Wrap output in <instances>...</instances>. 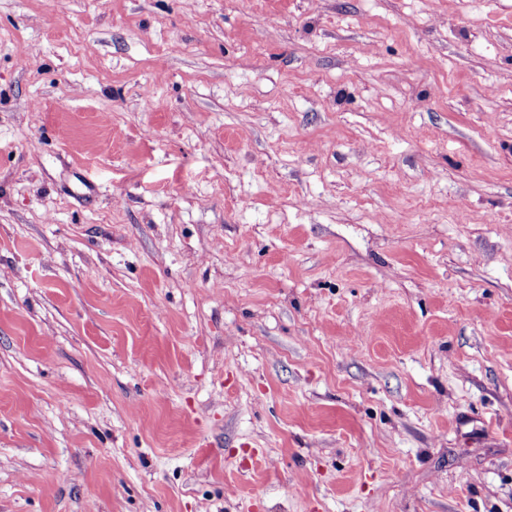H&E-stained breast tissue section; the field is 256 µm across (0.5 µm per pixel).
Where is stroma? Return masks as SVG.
Returning <instances> with one entry per match:
<instances>
[{
    "mask_svg": "<svg viewBox=\"0 0 512 512\" xmlns=\"http://www.w3.org/2000/svg\"><path fill=\"white\" fill-rule=\"evenodd\" d=\"M0 512H512V0H0Z\"/></svg>",
    "mask_w": 512,
    "mask_h": 512,
    "instance_id": "35a3bbf8",
    "label": "stroma"
}]
</instances>
